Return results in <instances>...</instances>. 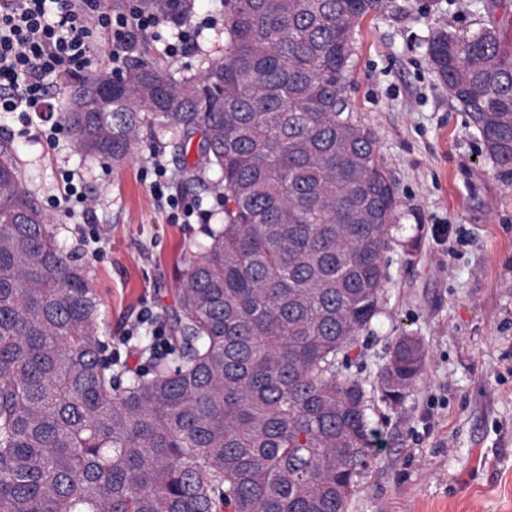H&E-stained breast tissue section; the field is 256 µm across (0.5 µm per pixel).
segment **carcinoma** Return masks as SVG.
<instances>
[{"mask_svg": "<svg viewBox=\"0 0 512 512\" xmlns=\"http://www.w3.org/2000/svg\"><path fill=\"white\" fill-rule=\"evenodd\" d=\"M378 0H222L224 48L196 71L147 37L58 113L83 157H131L139 130L218 175L176 288L171 347L121 378L102 362L100 302L0 141V512H348L373 466L365 384L344 358L383 310L400 221L372 132L349 109L354 40ZM178 31L199 0H115ZM430 64L491 163L512 168V32L436 30ZM414 336L378 376L400 403L424 371Z\"/></svg>", "mask_w": 512, "mask_h": 512, "instance_id": "1", "label": "carcinoma"}]
</instances>
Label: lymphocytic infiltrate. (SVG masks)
I'll list each match as a JSON object with an SVG mask.
<instances>
[{
	"label": "lymphocytic infiltrate",
	"mask_w": 512,
	"mask_h": 512,
	"mask_svg": "<svg viewBox=\"0 0 512 512\" xmlns=\"http://www.w3.org/2000/svg\"><path fill=\"white\" fill-rule=\"evenodd\" d=\"M157 25L101 12L100 0H0V112L46 111L54 83L92 69L97 29L111 30L119 71L135 34Z\"/></svg>",
	"instance_id": "f902f5d3"
}]
</instances>
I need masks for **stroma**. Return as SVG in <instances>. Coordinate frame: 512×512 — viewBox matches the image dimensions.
<instances>
[{
    "label": "stroma",
    "instance_id": "35a3bbf8",
    "mask_svg": "<svg viewBox=\"0 0 512 512\" xmlns=\"http://www.w3.org/2000/svg\"><path fill=\"white\" fill-rule=\"evenodd\" d=\"M512 22V0H379L356 34L347 86L353 116L375 136L399 200L383 253L381 317L363 330L350 370L367 384L397 336L419 337L425 370L404 400L372 396L374 468L349 512H512V169L493 166L467 112L428 58L430 29L463 34ZM46 114L0 112L28 189L61 246L84 265L100 301L98 334L114 367L145 358L121 343L143 310L168 317L188 247L204 222L172 218L153 194L159 154L172 178V144L142 143L120 166L84 161L68 130L45 134ZM99 205L93 222L65 217L64 171ZM104 230L101 241L92 234Z\"/></svg>",
    "mask_w": 512,
    "mask_h": 512
}]
</instances>
